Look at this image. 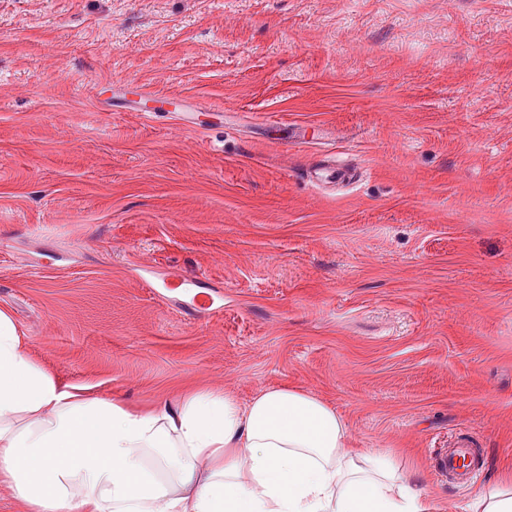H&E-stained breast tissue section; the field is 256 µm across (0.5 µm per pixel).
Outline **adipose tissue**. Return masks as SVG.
<instances>
[{"mask_svg": "<svg viewBox=\"0 0 512 512\" xmlns=\"http://www.w3.org/2000/svg\"><path fill=\"white\" fill-rule=\"evenodd\" d=\"M347 435L295 387L140 410L64 386L0 309V482L30 512H433L386 454Z\"/></svg>", "mask_w": 512, "mask_h": 512, "instance_id": "ef3b65f1", "label": "adipose tissue"}]
</instances>
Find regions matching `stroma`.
Instances as JSON below:
<instances>
[{
	"instance_id": "35a3bbf8",
	"label": "stroma",
	"mask_w": 512,
	"mask_h": 512,
	"mask_svg": "<svg viewBox=\"0 0 512 512\" xmlns=\"http://www.w3.org/2000/svg\"><path fill=\"white\" fill-rule=\"evenodd\" d=\"M0 308L144 410L306 390L465 512L444 448L512 472V0H0Z\"/></svg>"
}]
</instances>
